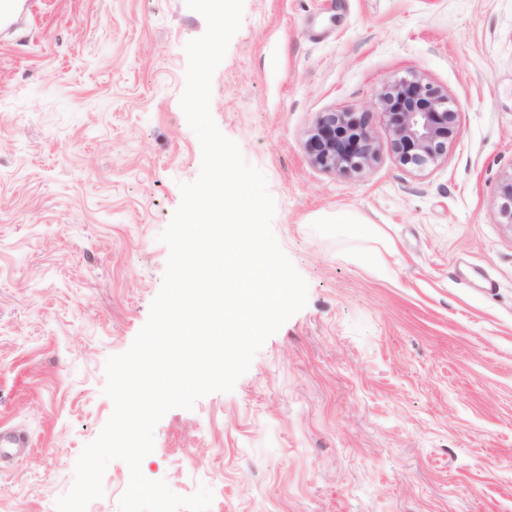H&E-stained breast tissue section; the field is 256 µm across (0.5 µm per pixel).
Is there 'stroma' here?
Returning <instances> with one entry per match:
<instances>
[{
    "label": "stroma",
    "instance_id": "stroma-1",
    "mask_svg": "<svg viewBox=\"0 0 512 512\" xmlns=\"http://www.w3.org/2000/svg\"><path fill=\"white\" fill-rule=\"evenodd\" d=\"M206 28L186 0H29L0 29V429L30 440L0 512H56L113 412L105 363L200 173L180 97ZM412 76L457 114L423 167L372 113ZM211 89L308 302L232 392L163 416L143 475L209 487V512H512V0H244ZM324 112L371 113L375 162L316 166ZM129 478L110 462L87 512H119Z\"/></svg>",
    "mask_w": 512,
    "mask_h": 512
}]
</instances>
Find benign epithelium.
<instances>
[{
	"mask_svg": "<svg viewBox=\"0 0 512 512\" xmlns=\"http://www.w3.org/2000/svg\"><path fill=\"white\" fill-rule=\"evenodd\" d=\"M374 108L383 119L398 160L424 166L437 161L455 133V112L448 96L418 78L398 79L377 96ZM306 150L326 171H358L377 156L373 130L364 114L320 115Z\"/></svg>",
	"mask_w": 512,
	"mask_h": 512,
	"instance_id": "benign-epithelium-1",
	"label": "benign epithelium"
}]
</instances>
